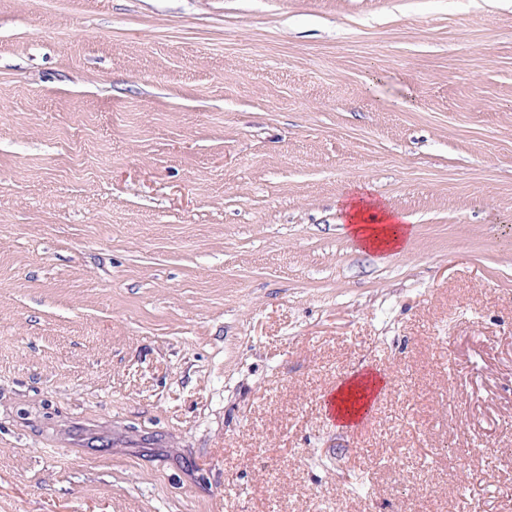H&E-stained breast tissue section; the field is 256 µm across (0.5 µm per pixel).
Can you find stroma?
<instances>
[{
	"label": "stroma",
	"mask_w": 512,
	"mask_h": 512,
	"mask_svg": "<svg viewBox=\"0 0 512 512\" xmlns=\"http://www.w3.org/2000/svg\"><path fill=\"white\" fill-rule=\"evenodd\" d=\"M0 512H512V0H0ZM343 224L363 248L380 253L403 250L408 232V218L391 211L360 190L339 201ZM380 389H385V382L376 374L366 372L353 375L336 389L331 398L336 405V421L344 427L360 421L368 406L369 396Z\"/></svg>",
	"instance_id": "1"
}]
</instances>
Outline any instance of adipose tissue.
<instances>
[{"label":"adipose tissue","instance_id":"obj_1","mask_svg":"<svg viewBox=\"0 0 512 512\" xmlns=\"http://www.w3.org/2000/svg\"><path fill=\"white\" fill-rule=\"evenodd\" d=\"M339 206L350 236L363 248L380 253L403 250L408 235L404 215L387 209L362 191L346 196ZM384 386L374 373L353 375L332 396L336 421L344 427L360 421L370 395Z\"/></svg>","mask_w":512,"mask_h":512}]
</instances>
